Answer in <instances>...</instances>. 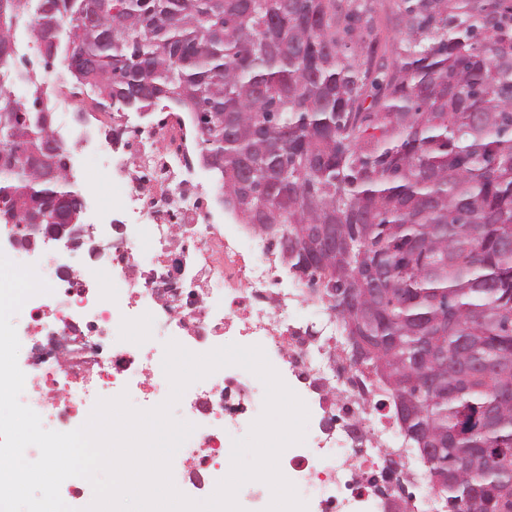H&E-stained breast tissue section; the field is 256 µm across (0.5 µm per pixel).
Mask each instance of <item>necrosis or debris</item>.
<instances>
[{
  "label": "necrosis or debris",
  "instance_id": "1",
  "mask_svg": "<svg viewBox=\"0 0 512 512\" xmlns=\"http://www.w3.org/2000/svg\"><path fill=\"white\" fill-rule=\"evenodd\" d=\"M55 106L83 112L88 128L71 131L73 143L90 142V126H112L126 156L106 158L118 170L111 199L83 180L81 195L93 198L97 224L86 235L111 228L102 280L97 267L74 274L35 266L52 291L26 302L30 323L25 340L28 405L67 432L83 425L99 399L133 387L145 408L164 400L168 385L161 348L126 342L117 320L138 336L166 328L174 340L197 354L223 346L226 337L260 346L284 383L304 402L310 417H336L335 426L310 447H287L279 469L292 484L318 487L311 512H369L390 501L399 512H446L445 498L429 487L408 489L415 449L402 446L391 408L380 405L374 377L349 359L340 318L319 304L320 323L296 317L308 288L289 286L290 276L276 238L253 230L213 205L202 179L199 135L185 113L157 109L149 124L125 112L102 111L89 88L45 79ZM124 223H116V215ZM149 240V257L141 242ZM258 379L238 366L218 369L184 392V421L195 429L176 452L183 482L206 495L224 477L229 450L224 424L240 415L257 419L264 398Z\"/></svg>",
  "mask_w": 512,
  "mask_h": 512
}]
</instances>
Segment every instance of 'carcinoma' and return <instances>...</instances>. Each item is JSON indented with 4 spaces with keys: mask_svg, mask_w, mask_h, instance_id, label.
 Listing matches in <instances>:
<instances>
[{
    "mask_svg": "<svg viewBox=\"0 0 512 512\" xmlns=\"http://www.w3.org/2000/svg\"><path fill=\"white\" fill-rule=\"evenodd\" d=\"M3 0L0 56L26 8L41 53L76 84L144 113L169 93L192 103L202 152L244 224L279 237L288 269L370 346L360 366L425 473L472 468L438 490L448 512H512V0H395L391 55L372 0ZM0 84V194L47 224L80 198L35 154L53 130L33 82ZM424 362L433 375L423 390Z\"/></svg>",
    "mask_w": 512,
    "mask_h": 512,
    "instance_id": "1",
    "label": "carcinoma"
}]
</instances>
